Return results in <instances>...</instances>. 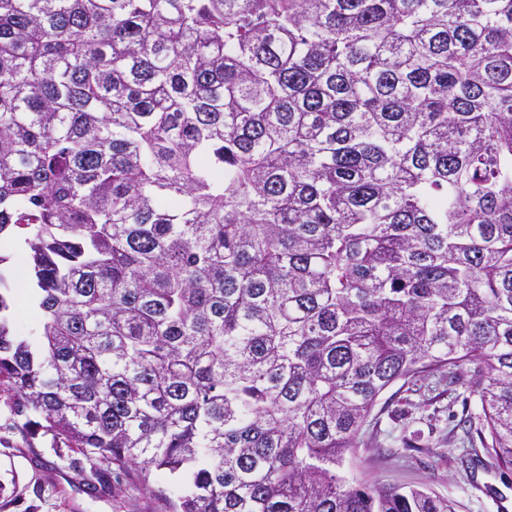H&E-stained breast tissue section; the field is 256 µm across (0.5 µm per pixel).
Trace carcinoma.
<instances>
[{
	"label": "carcinoma",
	"mask_w": 512,
	"mask_h": 512,
	"mask_svg": "<svg viewBox=\"0 0 512 512\" xmlns=\"http://www.w3.org/2000/svg\"><path fill=\"white\" fill-rule=\"evenodd\" d=\"M14 412L168 512H454L337 474L397 382L512 469V0H0ZM36 415L43 419H30ZM0 255L8 257V261L1 265L2 270H7L9 273V278L12 286V294L16 300V303L12 306V321H13V329L15 335L22 340L27 341L33 350H36L40 345V337L36 335L34 331L33 318L36 309L30 310H22L18 307L17 297H18V288H20V281L18 277V272L20 270H24L29 280L31 287L33 288V284L31 281V276L27 264L25 260L22 259L18 254H5L0 253ZM17 294V297H16Z\"/></svg>",
	"instance_id": "cac0c4a2"
}]
</instances>
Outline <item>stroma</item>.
<instances>
[{
	"instance_id": "35a3bbf8",
	"label": "stroma",
	"mask_w": 512,
	"mask_h": 512,
	"mask_svg": "<svg viewBox=\"0 0 512 512\" xmlns=\"http://www.w3.org/2000/svg\"><path fill=\"white\" fill-rule=\"evenodd\" d=\"M377 426L366 429V447L348 455L350 483L373 482L423 488L450 500L455 512H512V469H467L455 417L477 409L464 389L448 390L438 378L391 387L378 401ZM8 392H0V512H162L157 491L176 496L181 480L154 475L142 487L136 473L111 487L87 489L78 475L91 461L52 445L51 436L28 437Z\"/></svg>"
}]
</instances>
